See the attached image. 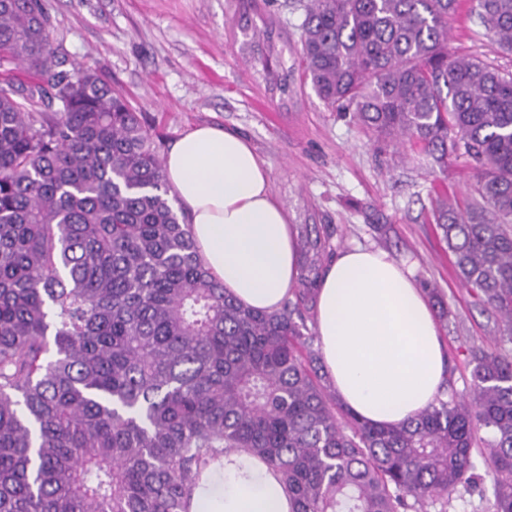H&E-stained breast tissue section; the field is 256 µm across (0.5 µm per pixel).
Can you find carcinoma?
Masks as SVG:
<instances>
[{
  "instance_id": "carcinoma-1",
  "label": "carcinoma",
  "mask_w": 512,
  "mask_h": 512,
  "mask_svg": "<svg viewBox=\"0 0 512 512\" xmlns=\"http://www.w3.org/2000/svg\"><path fill=\"white\" fill-rule=\"evenodd\" d=\"M457 0H300V65L329 108L482 169L478 208L439 200L457 277L512 343V73L448 57ZM512 50V0H479ZM41 0H0V512H192L239 451L290 512H447L474 493V429L492 512H512V356L470 349L474 397L442 392L399 426L367 422L319 371L304 310L236 301L167 198L163 159L125 97L50 42ZM288 93V70L260 58Z\"/></svg>"
}]
</instances>
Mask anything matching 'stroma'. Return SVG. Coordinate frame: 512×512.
<instances>
[{"mask_svg":"<svg viewBox=\"0 0 512 512\" xmlns=\"http://www.w3.org/2000/svg\"><path fill=\"white\" fill-rule=\"evenodd\" d=\"M51 41L66 59L91 66L141 113L161 153L195 126L210 124L246 138L269 165L270 187L296 232L322 227L331 261L362 245L404 264L416 282L440 288L452 311L440 333L448 356L449 394L471 398L474 346L501 347L497 321L464 288L432 210L438 195L473 202L480 170L453 154L432 167L419 148L393 149L351 116L333 111L293 64L303 12L295 0H255L252 27L272 21L274 39L291 66L288 94L272 90L228 31L243 0H42ZM478 0H459L448 18V54L477 57L512 71L482 24ZM386 235H379L377 225Z\"/></svg>","mask_w":512,"mask_h":512,"instance_id":"stroma-1","label":"stroma"}]
</instances>
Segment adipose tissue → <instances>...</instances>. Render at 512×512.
Masks as SVG:
<instances>
[{
  "mask_svg": "<svg viewBox=\"0 0 512 512\" xmlns=\"http://www.w3.org/2000/svg\"><path fill=\"white\" fill-rule=\"evenodd\" d=\"M199 256L242 304L280 307L300 278L296 232L270 190L266 161L244 137L199 125L164 161ZM316 330L337 396L364 420L398 425L434 402L445 355L434 308L410 271L381 250L340 252L318 284ZM268 467L232 453L193 512H289Z\"/></svg>",
  "mask_w": 512,
  "mask_h": 512,
  "instance_id": "obj_1",
  "label": "adipose tissue"
}]
</instances>
